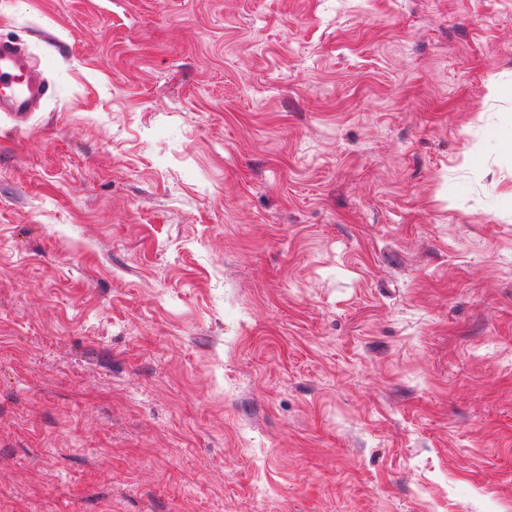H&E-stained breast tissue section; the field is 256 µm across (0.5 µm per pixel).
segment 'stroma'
Returning a JSON list of instances; mask_svg holds the SVG:
<instances>
[{
  "label": "stroma",
  "instance_id": "stroma-1",
  "mask_svg": "<svg viewBox=\"0 0 512 512\" xmlns=\"http://www.w3.org/2000/svg\"><path fill=\"white\" fill-rule=\"evenodd\" d=\"M0 512H512V0H0ZM51 93L44 72L31 64L23 44L0 39V112L22 119Z\"/></svg>",
  "mask_w": 512,
  "mask_h": 512
}]
</instances>
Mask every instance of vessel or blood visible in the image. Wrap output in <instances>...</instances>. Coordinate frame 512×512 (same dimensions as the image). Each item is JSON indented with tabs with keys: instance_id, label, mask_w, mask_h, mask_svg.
<instances>
[{
	"instance_id": "vessel-or-blood-1",
	"label": "vessel or blood",
	"mask_w": 512,
	"mask_h": 512,
	"mask_svg": "<svg viewBox=\"0 0 512 512\" xmlns=\"http://www.w3.org/2000/svg\"><path fill=\"white\" fill-rule=\"evenodd\" d=\"M51 93L47 78L31 64L23 44L0 39V112L22 119Z\"/></svg>"
}]
</instances>
